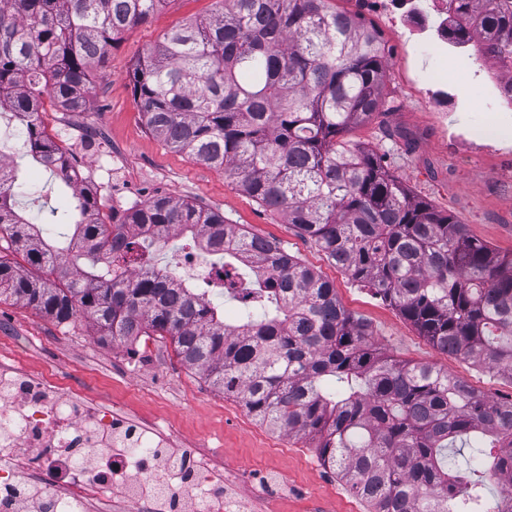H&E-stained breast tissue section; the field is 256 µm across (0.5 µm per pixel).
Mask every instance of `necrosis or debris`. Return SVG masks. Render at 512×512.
Listing matches in <instances>:
<instances>
[{"label":"necrosis or debris","mask_w":512,"mask_h":512,"mask_svg":"<svg viewBox=\"0 0 512 512\" xmlns=\"http://www.w3.org/2000/svg\"><path fill=\"white\" fill-rule=\"evenodd\" d=\"M385 13L401 8L400 22L410 33H441L448 24L446 0L422 9L419 0H370ZM0 512H19L14 491L22 488L21 473L39 475L34 493L40 512H85L113 486L112 475L124 474L121 493L134 512H160L157 502L176 496L171 512L200 500V512H224L227 499L219 491L223 473L190 460L173 471L171 482L158 484L157 445L108 409L90 408L85 401L65 397L48 379L35 380L0 368ZM119 449V456H98L99 448Z\"/></svg>","instance_id":"4bbe7bcc"}]
</instances>
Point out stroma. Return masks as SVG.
Returning a JSON list of instances; mask_svg holds the SVG:
<instances>
[{
    "mask_svg": "<svg viewBox=\"0 0 512 512\" xmlns=\"http://www.w3.org/2000/svg\"><path fill=\"white\" fill-rule=\"evenodd\" d=\"M217 0H170L148 23L125 32L94 71V89L82 112L47 106L43 121L81 183L96 189L102 214H122L132 205L163 195L199 203L273 238L287 251L333 281L343 306L392 358L430 363L492 399L512 397V378L476 367L437 350L396 309L352 283L309 238L278 212L242 193L223 171L173 151L146 129L128 76L167 30L211 13ZM366 19L382 33L387 59L386 110L353 128L350 140L386 155L391 172L417 196L467 224L471 235L500 252H512V143L484 135L495 101L483 93L496 67L472 46L441 53L415 47L376 10ZM469 133L482 145L468 156L455 141ZM0 139L29 182L19 199L30 223L58 235L51 208L66 201L48 171L24 154V136L0 120ZM18 367L35 378L62 383L69 392L91 395L141 424L156 441L194 452L209 467L235 478L234 496L246 512H370L325 468L312 441L260 425L238 399L187 369L170 339L134 345L100 344L83 318L60 324L30 307L0 301V367Z\"/></svg>",
    "mask_w": 512,
    "mask_h": 512,
    "instance_id": "stroma-1",
    "label": "stroma"
}]
</instances>
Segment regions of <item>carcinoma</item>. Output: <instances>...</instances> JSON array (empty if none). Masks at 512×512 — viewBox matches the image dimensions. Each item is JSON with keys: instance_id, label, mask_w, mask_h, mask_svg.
<instances>
[{"instance_id": "cac0c4a2", "label": "carcinoma", "mask_w": 512, "mask_h": 512, "mask_svg": "<svg viewBox=\"0 0 512 512\" xmlns=\"http://www.w3.org/2000/svg\"><path fill=\"white\" fill-rule=\"evenodd\" d=\"M165 32L136 64L132 91L148 131L221 169L285 215L349 279L394 307L436 349L512 379V253L420 199L385 156L346 139L383 111L389 53L361 14L331 0H219ZM169 0H4L0 111L32 159L72 190L81 251L31 233L18 169L0 177V299L67 323L86 316L103 344L170 338L189 369L234 395L259 423L308 438L324 466L374 512H491L487 480L512 488V398L490 399L429 363L398 361L369 340L333 282L274 239L194 202L153 197L116 220L78 185L39 117L90 102V76L129 29ZM448 42L484 37L512 72V0H449ZM170 231L200 241L207 288L156 266ZM236 301L228 325L208 293ZM469 447L480 469L451 466Z\"/></svg>"}]
</instances>
